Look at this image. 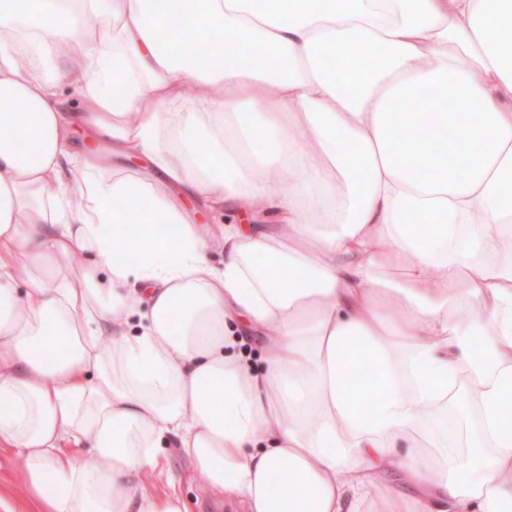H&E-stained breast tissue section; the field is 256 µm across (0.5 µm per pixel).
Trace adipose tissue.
<instances>
[{
    "label": "adipose tissue",
    "instance_id": "adipose-tissue-1",
    "mask_svg": "<svg viewBox=\"0 0 512 512\" xmlns=\"http://www.w3.org/2000/svg\"><path fill=\"white\" fill-rule=\"evenodd\" d=\"M511 402L512 0H0V447L37 512H188L146 487L168 448L244 512H512Z\"/></svg>",
    "mask_w": 512,
    "mask_h": 512
}]
</instances>
